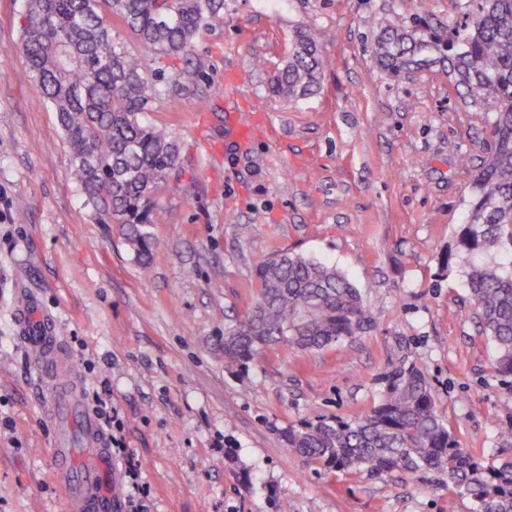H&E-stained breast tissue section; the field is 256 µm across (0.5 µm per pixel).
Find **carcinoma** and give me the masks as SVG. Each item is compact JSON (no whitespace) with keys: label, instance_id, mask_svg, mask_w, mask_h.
Returning <instances> with one entry per match:
<instances>
[{"label":"carcinoma","instance_id":"cac0c4a2","mask_svg":"<svg viewBox=\"0 0 512 512\" xmlns=\"http://www.w3.org/2000/svg\"><path fill=\"white\" fill-rule=\"evenodd\" d=\"M466 18L448 35L380 24L375 62L394 78L440 66L469 103L492 114L491 157L472 177L465 224L441 262L440 274L466 262L467 287L479 323L497 350L494 371L512 379V269L494 258L512 241V0H460ZM224 10V0H25L19 47L56 112L69 169L100 219L122 225L126 242L147 265L153 257L155 194L179 163L170 132L141 121L159 99L163 74L132 57L112 35L120 20L158 55L191 52L197 34ZM325 65L314 37L296 34L269 91L279 97L316 92ZM257 300L246 316L224 325V368L245 373L267 350L306 354L364 334L371 317L357 288L325 262L276 253L256 269ZM380 402L352 419L301 421L283 432L288 447L316 468L377 475L433 472L476 512H512V460L490 464L461 447L439 414L431 385L414 364L385 376Z\"/></svg>","mask_w":512,"mask_h":512}]
</instances>
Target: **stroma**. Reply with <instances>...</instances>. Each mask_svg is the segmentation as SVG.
Returning <instances> with one entry per match:
<instances>
[{"instance_id": "obj_1", "label": "stroma", "mask_w": 512, "mask_h": 512, "mask_svg": "<svg viewBox=\"0 0 512 512\" xmlns=\"http://www.w3.org/2000/svg\"><path fill=\"white\" fill-rule=\"evenodd\" d=\"M458 2L224 0L180 57L114 22L129 53L181 76L143 116L180 146L144 266L120 225L85 205L19 56L25 0H0V512H69L45 381L17 334L27 296L60 324L87 408L104 392L108 431L149 487L139 512H473L433 474L315 471L281 437L303 420L369 411L385 374L414 364L462 447L512 459L501 436L512 385L494 371L462 270L438 275L471 176L494 151L491 116L441 68L396 79L371 57L378 21L443 34ZM301 27L330 65L317 92L283 99L268 86ZM242 110L266 126L245 143ZM276 252L336 266L373 325L321 353L284 347L229 373L224 323L252 308L255 270ZM126 457L113 459L119 512H132Z\"/></svg>"}]
</instances>
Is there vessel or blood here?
<instances>
[{
    "label": "vessel or blood",
    "instance_id": "vessel-or-blood-1",
    "mask_svg": "<svg viewBox=\"0 0 512 512\" xmlns=\"http://www.w3.org/2000/svg\"><path fill=\"white\" fill-rule=\"evenodd\" d=\"M16 318L19 337L34 364L40 371L57 373L46 387L55 421L52 457L73 512H117L107 439L82 402V382L63 355L57 320L34 301L21 307ZM81 447L92 453L91 463L83 466L76 462Z\"/></svg>",
    "mask_w": 512,
    "mask_h": 512
}]
</instances>
